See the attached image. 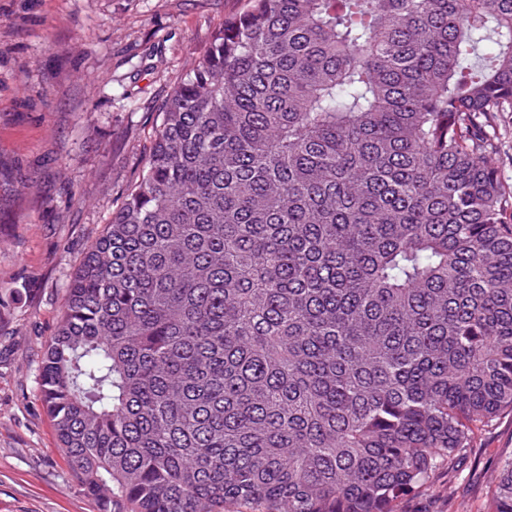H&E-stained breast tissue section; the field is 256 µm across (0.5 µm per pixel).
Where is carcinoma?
<instances>
[{
    "label": "carcinoma",
    "instance_id": "1",
    "mask_svg": "<svg viewBox=\"0 0 512 512\" xmlns=\"http://www.w3.org/2000/svg\"><path fill=\"white\" fill-rule=\"evenodd\" d=\"M512 0H249L37 384L99 512H391L512 410ZM494 512H512V458Z\"/></svg>",
    "mask_w": 512,
    "mask_h": 512
}]
</instances>
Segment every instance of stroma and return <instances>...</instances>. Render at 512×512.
I'll use <instances>...</instances> for the list:
<instances>
[{
    "mask_svg": "<svg viewBox=\"0 0 512 512\" xmlns=\"http://www.w3.org/2000/svg\"><path fill=\"white\" fill-rule=\"evenodd\" d=\"M246 0H0V512H98L36 370L65 287L136 180L173 83ZM512 412L397 512H491Z\"/></svg>",
    "mask_w": 512,
    "mask_h": 512,
    "instance_id": "35a3bbf8",
    "label": "stroma"
}]
</instances>
